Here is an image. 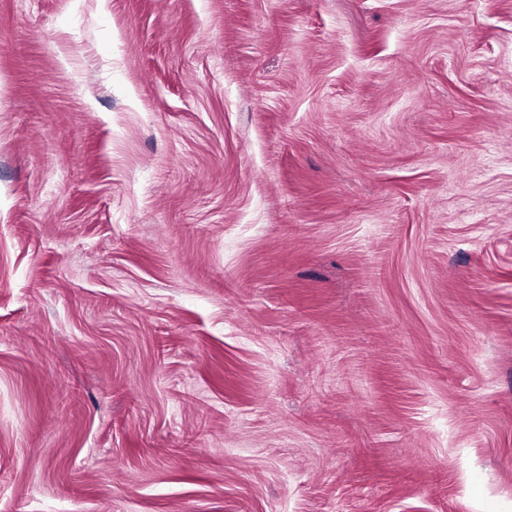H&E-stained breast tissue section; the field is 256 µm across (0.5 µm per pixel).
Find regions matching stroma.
<instances>
[{
	"label": "stroma",
	"mask_w": 512,
	"mask_h": 512,
	"mask_svg": "<svg viewBox=\"0 0 512 512\" xmlns=\"http://www.w3.org/2000/svg\"><path fill=\"white\" fill-rule=\"evenodd\" d=\"M0 512H512V0H0Z\"/></svg>",
	"instance_id": "1"
}]
</instances>
